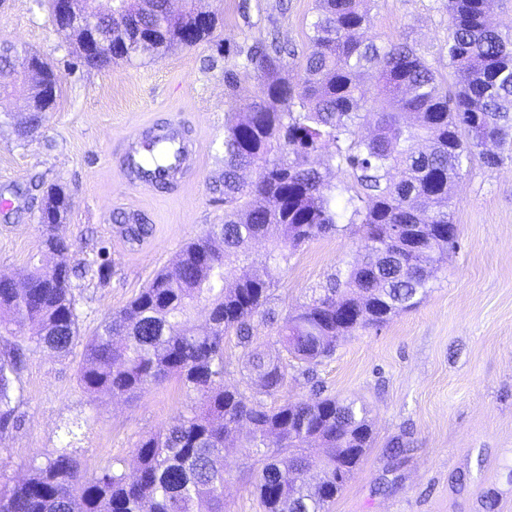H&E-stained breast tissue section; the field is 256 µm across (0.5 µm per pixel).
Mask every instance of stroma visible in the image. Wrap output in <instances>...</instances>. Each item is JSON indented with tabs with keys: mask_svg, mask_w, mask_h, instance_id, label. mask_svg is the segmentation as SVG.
Returning a JSON list of instances; mask_svg holds the SVG:
<instances>
[{
	"mask_svg": "<svg viewBox=\"0 0 512 512\" xmlns=\"http://www.w3.org/2000/svg\"><path fill=\"white\" fill-rule=\"evenodd\" d=\"M448 0H367L370 35L415 44L453 87L446 49ZM223 19L217 31L230 47H247L278 30L296 50L289 79L298 80L310 50L315 0H199ZM0 43L37 52L53 62L61 94L38 133L18 140L22 107L0 114V276L14 278L27 265L54 260L42 245L37 210L22 192L31 179L64 185L73 207L60 236L73 241L74 262L84 265L73 282L82 331L133 300L154 274L168 267L186 242L224 220L210 183L224 168V92L215 42L176 48L156 58L112 61L101 69L81 66L70 40L55 30L47 0H0ZM175 119L190 131L197 161L168 190L143 191L121 168L126 138L140 124ZM452 220L459 244L430 279V291L414 309L386 324L346 338L313 376L289 372L288 387L265 405L326 394L366 403L374 433L360 469L331 512H512V164L490 169L480 160L464 166L453 187ZM138 214L151 235L128 243L117 213ZM362 255L346 231L303 245L287 265L274 269L267 307L284 317L309 302L315 289L345 275ZM110 279L99 285L97 269ZM83 351L70 354L26 345L15 381L18 427L0 434V473L27 475L31 460L66 447L87 471L112 459L136 462L135 445L167 427L186 397L166 383L126 400L89 398L78 382ZM406 450L391 458L388 448ZM225 455L232 469L224 496L229 512H259L248 480L251 449Z\"/></svg>",
	"mask_w": 512,
	"mask_h": 512,
	"instance_id": "obj_1",
	"label": "stroma"
}]
</instances>
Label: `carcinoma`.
<instances>
[{
  "instance_id": "1",
  "label": "carcinoma",
  "mask_w": 512,
  "mask_h": 512,
  "mask_svg": "<svg viewBox=\"0 0 512 512\" xmlns=\"http://www.w3.org/2000/svg\"><path fill=\"white\" fill-rule=\"evenodd\" d=\"M93 2L76 0L77 11L112 39V57L90 54L80 34H65L87 68L211 38L206 29L186 38L196 25L195 0H182L177 11L170 0H114L110 15L93 12ZM364 2L316 0L299 84L284 75L285 48L275 37L246 49L217 44L232 100L238 68L251 67L261 79L244 118L224 116V169L209 186L213 202L224 204V223L187 243L128 305L103 318L86 339L78 373L92 398L137 396L174 379L189 403L170 427L136 444L134 468L114 461L90 474L61 448L31 462L26 479L0 485V512H228L229 441L252 449L261 464L253 487L262 512H328L359 469L373 443L364 403L318 394L269 408L256 401L288 384V366L253 348L251 321L265 314L268 271L288 264L303 243L336 234L354 205L352 197L339 205L337 186L311 158L336 145L325 168L334 161L351 168L368 204L354 209L361 263L278 328L287 356L300 364L328 357L341 339L420 304L432 273L458 243L449 224L463 160L477 153L490 168L512 161V23L491 22L489 0H448V68L456 79L450 95L416 46L368 35ZM17 53L0 46V72L17 70ZM367 70L377 76L371 97L361 82ZM52 81L60 83L54 66L39 58L19 83L0 88V102L27 107L18 139L43 127V91ZM365 123L374 131L361 137ZM246 170L254 180L243 179ZM72 205L60 185L41 199L43 245L58 257L54 266L26 269L21 283L0 277V333L61 356L80 337L72 278L82 268L70 261L73 243L55 233ZM115 223L133 243L152 231L138 218L128 223L124 213ZM396 224L415 229L418 247L395 238ZM250 240L270 244L258 266L249 263ZM199 304L209 313L203 333L191 323ZM230 335L247 370L240 388L224 385ZM22 356L17 342L0 351L1 433L18 421L14 382Z\"/></svg>"
}]
</instances>
